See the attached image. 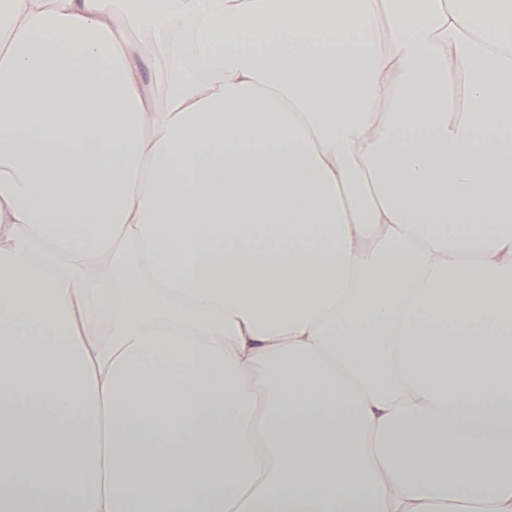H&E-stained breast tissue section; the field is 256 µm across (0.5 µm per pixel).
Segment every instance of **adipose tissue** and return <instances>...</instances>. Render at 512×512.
Segmentation results:
<instances>
[{"label":"adipose tissue","mask_w":512,"mask_h":512,"mask_svg":"<svg viewBox=\"0 0 512 512\" xmlns=\"http://www.w3.org/2000/svg\"><path fill=\"white\" fill-rule=\"evenodd\" d=\"M0 512H512V0H0Z\"/></svg>","instance_id":"adipose-tissue-1"}]
</instances>
